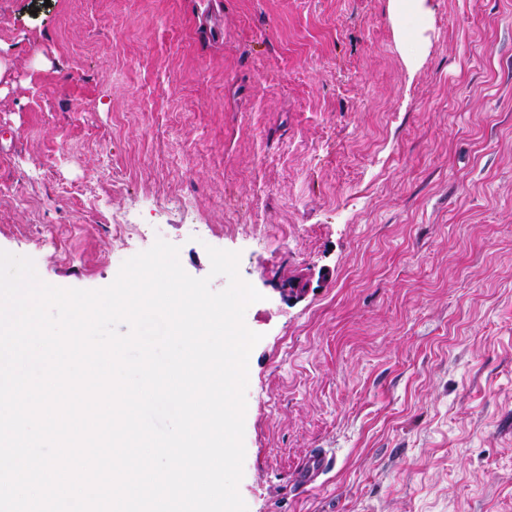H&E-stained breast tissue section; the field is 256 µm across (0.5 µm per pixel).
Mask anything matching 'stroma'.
Listing matches in <instances>:
<instances>
[{"mask_svg": "<svg viewBox=\"0 0 512 512\" xmlns=\"http://www.w3.org/2000/svg\"><path fill=\"white\" fill-rule=\"evenodd\" d=\"M421 11L0 0V250L81 289L239 252L247 512H512V0Z\"/></svg>", "mask_w": 512, "mask_h": 512, "instance_id": "stroma-1", "label": "stroma"}]
</instances>
